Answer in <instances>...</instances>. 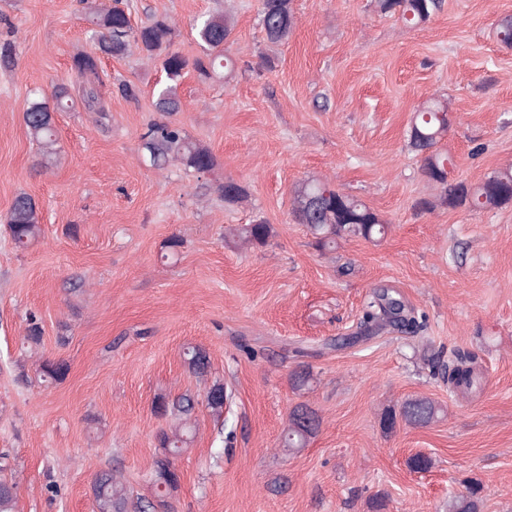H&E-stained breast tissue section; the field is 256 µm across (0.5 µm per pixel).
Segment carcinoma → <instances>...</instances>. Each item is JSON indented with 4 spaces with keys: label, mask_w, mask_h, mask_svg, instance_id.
Masks as SVG:
<instances>
[{
    "label": "carcinoma",
    "mask_w": 512,
    "mask_h": 512,
    "mask_svg": "<svg viewBox=\"0 0 512 512\" xmlns=\"http://www.w3.org/2000/svg\"><path fill=\"white\" fill-rule=\"evenodd\" d=\"M373 8L380 14H399L406 22L418 25L429 21L442 10L443 0H372ZM260 20L269 42H288L296 26L293 0H261ZM91 34L95 52L76 56L73 66L80 79L77 88L65 83L56 85L54 105L35 97L28 103L23 120L28 134L37 146L38 163L45 169L52 168L59 155L54 113L65 111L80 102L88 112L105 111L100 90L98 60L104 54L122 58L132 48H137L148 60H161L165 82L154 91L156 111L172 116L182 111V100L178 92V81L188 68H193L203 80L214 78L218 70L233 66L224 56V45L235 30V21L227 12L209 14L194 25L197 43L203 49V56L189 61L178 53L169 51L175 36V25L166 16L155 17L148 23L135 27L130 20L128 5L114 0L111 8L98 13L91 20ZM448 133V101L431 99L417 111L408 130V145L420 161V172L426 182L435 189V194L419 201L422 210L436 208H472L479 210L501 208L512 204V168L499 170L473 186L464 181L451 182L448 179V154L441 150V143ZM142 149L150 166L164 168L175 161L186 169L197 173L210 171L215 164L212 152L191 140L171 122L152 124L141 136ZM218 192L229 205L239 204L247 197L246 189L234 180L219 185ZM293 220L308 225L316 244L327 249L344 236H357L370 241L383 239L389 225L369 206L356 197L330 188L317 180L300 183L293 192ZM9 235L18 248L27 247L40 234L41 218L36 201L27 194L16 196L6 219ZM271 234L270 226L263 221L243 224L236 229L235 236L241 245H263ZM361 325L367 330L379 331L390 327L405 333H415L419 323L405 314L403 302L388 292L376 293L367 305ZM189 369L199 377L207 376L210 367L207 352L193 347L185 352ZM433 370L444 371L448 390H468L477 376L468 357L456 355L448 361V370L440 362L432 365ZM68 371L62 360L48 362L41 372L44 378L59 380ZM231 393L224 383L215 381L203 395V402L216 418L224 415V405ZM197 401L190 395L172 402L161 398L155 402L154 411L169 416L176 425L157 436L161 456L154 462L156 501L132 499L124 481L110 470L96 474L93 484L94 512H153L156 507L167 506V497L174 492L180 475L171 461L174 453H180L189 443L192 432L191 418ZM440 411L438 405L424 397L404 401L399 409L390 410L381 417L386 430L396 427L398 421L414 427H423L433 422ZM320 424L315 411L305 405H298L290 413L288 429L283 438L284 447L295 450L306 445ZM482 486L473 482L467 493L448 497L447 512H481L483 507ZM14 486L0 479V512H14Z\"/></svg>",
    "instance_id": "1"
}]
</instances>
